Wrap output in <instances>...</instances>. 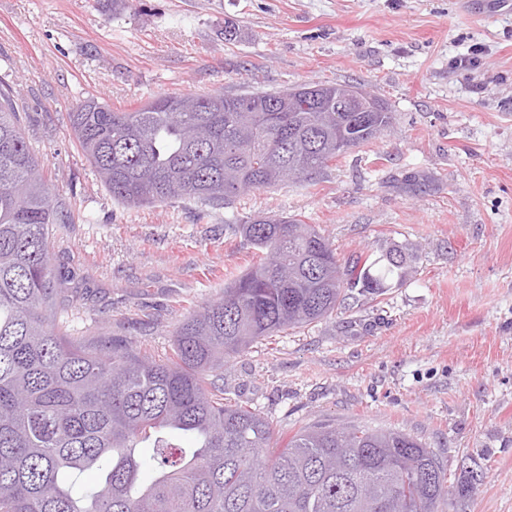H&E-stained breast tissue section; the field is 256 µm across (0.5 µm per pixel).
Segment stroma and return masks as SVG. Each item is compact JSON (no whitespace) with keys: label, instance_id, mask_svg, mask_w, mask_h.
<instances>
[{"label":"stroma","instance_id":"stroma-1","mask_svg":"<svg viewBox=\"0 0 512 512\" xmlns=\"http://www.w3.org/2000/svg\"><path fill=\"white\" fill-rule=\"evenodd\" d=\"M476 46L478 69L452 67ZM304 81L366 89L393 132L314 181L227 208L116 202L70 128L89 97L130 112ZM0 83L63 203L52 253L74 293L70 334L168 355L185 316L252 262L237 214L300 215L346 259L399 250L412 277L378 297L353 291L211 380L281 437L314 423L408 433L448 481L482 473L446 512H512V12L486 0H0Z\"/></svg>","mask_w":512,"mask_h":512}]
</instances>
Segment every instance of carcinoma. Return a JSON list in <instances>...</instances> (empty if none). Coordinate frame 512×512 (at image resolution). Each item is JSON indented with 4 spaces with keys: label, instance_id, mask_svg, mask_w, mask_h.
I'll list each match as a JSON object with an SVG mask.
<instances>
[{
    "label": "carcinoma",
    "instance_id": "obj_1",
    "mask_svg": "<svg viewBox=\"0 0 512 512\" xmlns=\"http://www.w3.org/2000/svg\"><path fill=\"white\" fill-rule=\"evenodd\" d=\"M336 85L288 110L279 92L162 96L131 112L95 99L71 130L112 199L188 196L228 204L241 190L311 180L393 129V115L326 112ZM209 137L188 139L190 127ZM62 202L45 183L13 92L0 88V512H439L453 487L433 451L399 430L329 424L274 436L255 409L224 403L208 376L254 342L331 315L345 291L404 281L398 252L341 260L313 224L234 217L259 260L191 313L162 359L104 354L69 334L51 258ZM154 438V453H138ZM102 480L77 493L73 478Z\"/></svg>",
    "mask_w": 512,
    "mask_h": 512
}]
</instances>
